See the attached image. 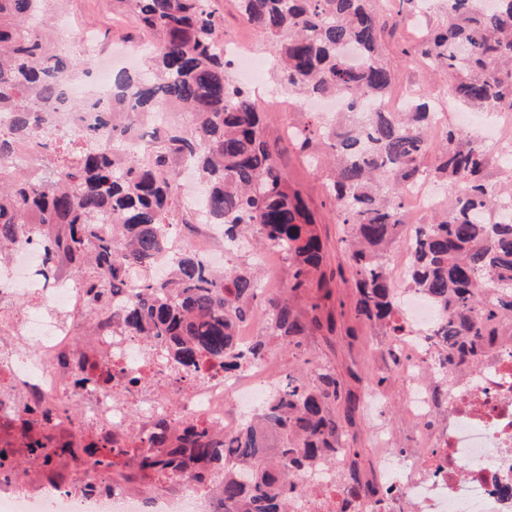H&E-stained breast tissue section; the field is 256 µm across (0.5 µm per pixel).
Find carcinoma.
<instances>
[{
  "instance_id": "carcinoma-1",
  "label": "carcinoma",
  "mask_w": 512,
  "mask_h": 512,
  "mask_svg": "<svg viewBox=\"0 0 512 512\" xmlns=\"http://www.w3.org/2000/svg\"><path fill=\"white\" fill-rule=\"evenodd\" d=\"M64 0H0V251L40 245L48 281L62 259L97 300L124 284L133 269L145 275L164 249L172 224L198 216L181 207L179 167L194 168L204 184V218L224 230V248L254 232L263 245L286 256L288 291L329 287L320 273L324 254L315 219L281 167L279 137L264 125L265 106L235 84L224 57L223 23L209 0H119L132 15L148 69L112 72L117 96L65 104L67 83L79 76L76 54L54 46L49 4ZM243 22L266 36L277 90L290 98L340 95L348 101L339 125L323 118L295 128L294 149L323 173L326 199L342 226L356 288V316L402 336L407 326L385 262L402 241L403 187L422 177L448 186V207L422 224L411 239L407 287L425 294L441 321L429 335L434 368L447 384L459 366H479L496 327L512 323V166L503 183L485 170L490 150L448 124L444 146L424 163L433 113L427 101L394 117L363 104L390 96L392 71L383 58L388 19L429 15L426 0H398L387 18L374 0H235ZM442 19L421 40L402 49L435 72L448 75L450 91L476 112H512V0H440ZM361 57L351 66L342 46ZM79 112L66 135L59 114ZM148 138L140 158L125 142ZM62 152L47 173L23 172L29 150ZM173 276L144 280V297L125 312L127 328L156 342L166 360L185 371L207 360L238 369L267 354L257 338L242 350L236 329L252 315L253 301L268 307L276 335L298 348L311 328L291 297L261 295L252 269H211L185 247L168 256ZM312 381L289 369L273 401L238 432L220 437L161 416L151 442L156 451L137 456L140 474L176 473L202 483L220 473L215 487L222 512H290L295 476L336 460L341 420L351 421L356 402L336 372L311 370ZM344 410V417L336 415ZM96 470L121 466V448L85 449ZM341 478L376 495L351 466Z\"/></svg>"
}]
</instances>
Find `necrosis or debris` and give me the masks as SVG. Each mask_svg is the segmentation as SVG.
<instances>
[{
  "mask_svg": "<svg viewBox=\"0 0 512 512\" xmlns=\"http://www.w3.org/2000/svg\"><path fill=\"white\" fill-rule=\"evenodd\" d=\"M44 262L43 250L32 244L0 263V304L34 307L19 322L33 351L18 357L0 349V385L20 395L0 405V421L11 430L51 433L55 451L95 440L139 455L152 448L158 414L177 425L194 420L229 434L257 414L276 389L279 369L271 355L230 374L206 361L189 372L166 365L159 346L122 324L126 309L142 293L137 277L96 310L106 322L92 347L75 351L72 327L93 311L88 291L71 274L43 282L35 271ZM403 296L402 319L410 332L395 338L390 372L407 383L411 446L398 455L395 439L382 425L374 457L377 481L392 489V497H349L335 467L328 465L298 474L292 512H399L400 494L415 512H512V497L502 492L512 486V336L496 337L479 369L460 374L447 396H438L434 354L425 336L440 313L416 292ZM133 413L139 424L132 430L127 422ZM73 475L79 483L95 485L96 493L75 497L54 485L18 494L10 477L0 474V512H141L143 500L125 468L79 465ZM162 485L155 512H221L214 492L191 478L169 476Z\"/></svg>",
  "mask_w": 512,
  "mask_h": 512,
  "instance_id": "necrosis-or-debris-1",
  "label": "necrosis or debris"
}]
</instances>
